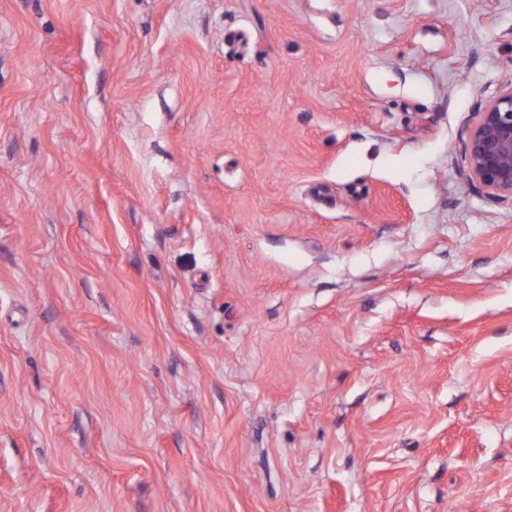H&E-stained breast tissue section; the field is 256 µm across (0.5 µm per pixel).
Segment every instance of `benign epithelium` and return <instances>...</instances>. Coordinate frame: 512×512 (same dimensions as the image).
<instances>
[{"instance_id": "7a95c632", "label": "benign epithelium", "mask_w": 512, "mask_h": 512, "mask_svg": "<svg viewBox=\"0 0 512 512\" xmlns=\"http://www.w3.org/2000/svg\"><path fill=\"white\" fill-rule=\"evenodd\" d=\"M469 177L498 197H512V88L489 101L464 143Z\"/></svg>"}]
</instances>
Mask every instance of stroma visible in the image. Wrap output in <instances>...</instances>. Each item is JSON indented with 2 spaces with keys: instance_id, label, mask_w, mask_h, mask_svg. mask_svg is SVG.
<instances>
[{
  "instance_id": "1",
  "label": "stroma",
  "mask_w": 512,
  "mask_h": 512,
  "mask_svg": "<svg viewBox=\"0 0 512 512\" xmlns=\"http://www.w3.org/2000/svg\"><path fill=\"white\" fill-rule=\"evenodd\" d=\"M512 0H0V512H512ZM476 114L464 143L469 177L493 195L512 199V88Z\"/></svg>"
}]
</instances>
